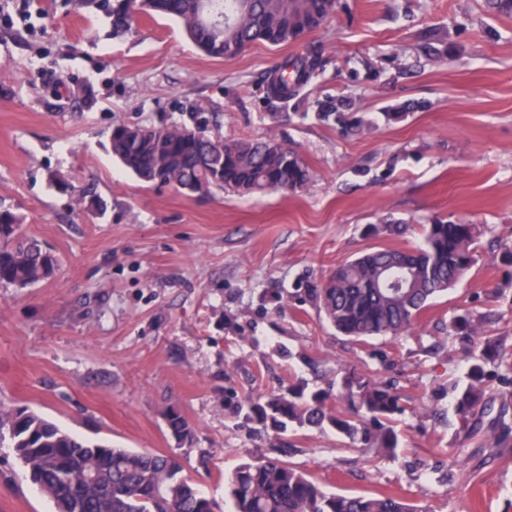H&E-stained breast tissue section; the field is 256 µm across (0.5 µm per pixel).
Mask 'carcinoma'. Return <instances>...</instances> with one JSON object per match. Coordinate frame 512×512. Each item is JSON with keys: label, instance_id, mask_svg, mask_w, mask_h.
<instances>
[{"label": "carcinoma", "instance_id": "1", "mask_svg": "<svg viewBox=\"0 0 512 512\" xmlns=\"http://www.w3.org/2000/svg\"><path fill=\"white\" fill-rule=\"evenodd\" d=\"M128 0L112 11L119 31L132 19ZM201 0H151V11L175 20L194 46L212 58H234L253 45L298 43L338 8V0H214L235 21L231 27L199 19ZM315 59L300 56L274 70L268 94L283 100L315 70ZM344 97L319 103L315 118L347 123L370 134L376 126L347 122ZM112 154L142 182L195 194L211 187L239 194L304 188L311 174L283 143L267 139H211L200 127L181 123L153 126L120 124L112 129ZM404 224H369L368 237L401 236ZM482 229L477 224L425 225L416 248H372L332 271L320 284L298 285L324 319L351 341L401 340L413 335L417 318L432 300L454 288L476 263ZM59 260L39 240L21 232V220L0 210V286L30 288L54 276ZM449 329L467 343L466 382L448 386L459 432L477 447L496 448L512 437L507 404L489 423L492 382L512 386V354L485 329V316L466 309ZM341 400L345 410L331 405ZM233 413L259 433L279 436L302 429L332 430L361 451L392 459L401 451L398 417L403 395L392 382L353 368L336 384H290L275 394L247 397ZM178 445L191 451L194 430L178 408L165 412ZM14 450L31 482L52 502L53 512H216L217 504L184 475L172 455L117 448L84 441L29 407L0 404V446ZM287 449L241 463L227 478L234 512H420L391 493L329 492L305 471L281 459Z\"/></svg>", "mask_w": 512, "mask_h": 512}]
</instances>
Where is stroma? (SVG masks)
<instances>
[{"mask_svg":"<svg viewBox=\"0 0 512 512\" xmlns=\"http://www.w3.org/2000/svg\"><path fill=\"white\" fill-rule=\"evenodd\" d=\"M29 23L0 22V207L59 259L49 281L0 286V403L67 431L139 451L177 448L165 408L195 430L183 470L224 499V475L270 453L223 392L268 395L380 371L404 395L398 460L354 450L331 431L288 434L287 461L343 494L390 491L427 512H512V446L481 448L457 471L455 418L426 417L466 359L450 319L503 312L487 327L512 353V267L494 237L512 234V13L486 0H340L299 44L205 56L153 13L122 32L82 0H31ZM322 64L276 119L266 78L283 59ZM349 97L374 122L363 136L313 114ZM410 101L422 111L385 123ZM211 116L226 139L275 136L309 168L299 191L187 195L142 183L113 158V126ZM83 205H76V198ZM485 227L475 265L421 315L419 339L351 342L310 303L322 282L373 247L407 248L436 221ZM408 225L368 238L366 225ZM207 463H200V452ZM0 512H53L12 449L0 447Z\"/></svg>","mask_w":512,"mask_h":512,"instance_id":"stroma-1","label":"stroma"}]
</instances>
